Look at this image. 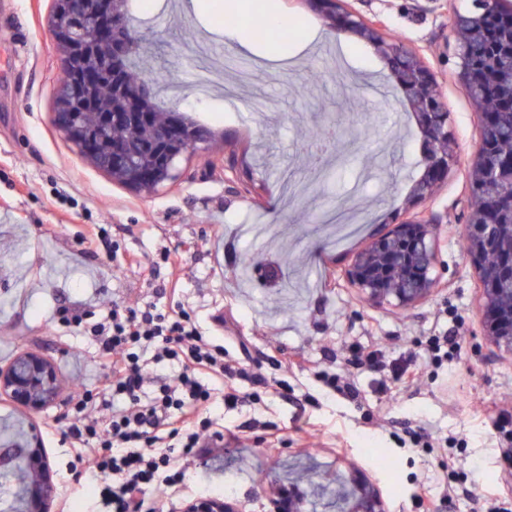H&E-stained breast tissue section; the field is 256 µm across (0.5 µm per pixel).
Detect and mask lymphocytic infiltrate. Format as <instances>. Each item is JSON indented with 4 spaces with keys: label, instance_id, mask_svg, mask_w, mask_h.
Masks as SVG:
<instances>
[{
    "label": "lymphocytic infiltrate",
    "instance_id": "obj_1",
    "mask_svg": "<svg viewBox=\"0 0 512 512\" xmlns=\"http://www.w3.org/2000/svg\"><path fill=\"white\" fill-rule=\"evenodd\" d=\"M56 318L61 326L82 327L94 337L100 384L119 400L106 412L90 389H77L72 397V446L96 482L103 512H147V490L175 491L183 463L207 459L223 442L212 416V382L227 383L228 406L240 399L236 381L267 385L261 373L227 358L223 345L203 336L178 306L115 303L98 316L64 304ZM163 360L177 367L171 377H159L150 367Z\"/></svg>",
    "mask_w": 512,
    "mask_h": 512
}]
</instances>
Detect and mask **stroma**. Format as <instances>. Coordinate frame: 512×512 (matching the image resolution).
<instances>
[{"instance_id":"stroma-1","label":"stroma","mask_w":512,"mask_h":512,"mask_svg":"<svg viewBox=\"0 0 512 512\" xmlns=\"http://www.w3.org/2000/svg\"><path fill=\"white\" fill-rule=\"evenodd\" d=\"M212 0H132L150 28L149 54L168 82L157 98L191 113L212 134L205 152L185 154L171 185L143 196L85 162L55 131L52 85L59 51L49 31L54 0H0V366L32 351L52 359L60 390L38 412L0 399V444L41 432L59 496L53 512H96L91 483L71 465L67 438L73 383L98 376L81 332L57 333L54 310L67 299L90 309L157 301L169 277L175 300L230 356L258 365L287 395L269 392L224 407V451L209 461L200 495L227 496L243 512H269L268 493L298 490L307 512H345L350 482L363 473L386 512H512V356L480 334V288L463 243L467 173L480 119L458 77L453 15L468 0H347L380 18L387 34L417 49L448 105L459 162L435 195L410 199L423 172L421 134L383 58L357 35L332 31L312 0H277L299 35L242 43L215 26ZM224 61L212 94L196 85L202 53ZM336 119L340 149L320 169L307 164L314 132ZM353 203L359 229L337 241L331 220ZM439 222L441 286L409 308L365 300L343 274L375 235L404 220ZM266 224L268 248L241 227ZM85 224L107 225L120 255L76 256ZM166 249L186 251L168 274ZM255 257V269L243 270ZM455 333L460 347L432 361L429 337ZM377 341L393 364L422 366L420 386L394 372H354L350 346ZM295 360L289 371L279 368ZM354 372L352 399L330 391L313 368ZM441 479L449 493L417 503L418 485Z\"/></svg>"}]
</instances>
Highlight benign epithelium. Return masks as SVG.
Returning a JSON list of instances; mask_svg holds the SVG:
<instances>
[{"instance_id": "obj_1", "label": "benign epithelium", "mask_w": 512, "mask_h": 512, "mask_svg": "<svg viewBox=\"0 0 512 512\" xmlns=\"http://www.w3.org/2000/svg\"><path fill=\"white\" fill-rule=\"evenodd\" d=\"M345 0H317L329 26L336 31H351L369 44L388 65L391 75L402 88L407 110L412 112L422 135L421 156L424 171L415 181L411 196L425 200L434 195L439 183L458 162L455 136L448 126V108L437 87L432 71L421 55L406 45L391 40L384 33L381 21H366L344 6ZM88 11L92 19L90 34L82 44L73 42L68 18L77 12ZM502 19V27L494 34L487 30V15ZM463 39L459 42L461 78L471 84L467 59L468 43L495 39L496 52L484 58L486 75L480 93H471L482 123L480 144L470 162V176L475 186H485L497 196L493 206L484 197L469 198L465 217V241L480 283L482 335L497 351L512 355V173L504 176L495 165L502 144L496 127L490 124L491 114L485 112L488 96L506 78L512 83V0H471L463 14ZM54 38L61 52V65L78 72L80 85L91 87L87 72L80 69L81 57L90 46L101 55L113 56L114 88L132 104L133 111L147 112L149 91L143 87L135 92L125 84L123 66L124 46L130 44L134 33L127 24L124 0H57L50 20ZM71 95L60 93L53 102L54 122L60 134L76 143L69 120ZM208 149V139L193 126L176 121L170 135L157 145L155 164L149 168L138 191L156 192L177 176V161L184 155L159 154V149L172 141ZM439 224L419 220L402 222L370 244L353 259L349 279L363 297L377 304L412 306L439 287L432 275L438 262ZM493 255L496 261L487 263L484 257ZM59 390L55 364L41 354L26 351L10 366L0 368V394L40 411L49 405ZM28 478L23 486L26 512H49L57 495L51 466L41 448L36 430L27 439ZM352 504L347 512H385L384 505L365 481L355 485ZM185 512H238L235 504L219 497L202 496L187 504Z\"/></svg>"}]
</instances>
